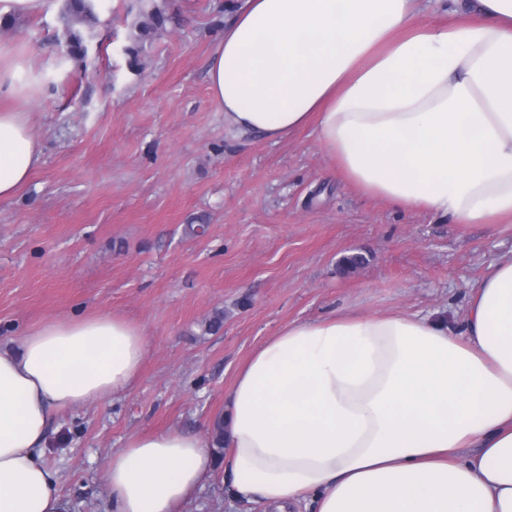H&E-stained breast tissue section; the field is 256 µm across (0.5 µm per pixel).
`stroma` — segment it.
Listing matches in <instances>:
<instances>
[{"mask_svg":"<svg viewBox=\"0 0 512 512\" xmlns=\"http://www.w3.org/2000/svg\"><path fill=\"white\" fill-rule=\"evenodd\" d=\"M101 2L87 57L63 68V0L0 26V44L25 54L22 84L53 80L28 102L41 164L0 201V345L93 310L148 340L126 391L51 425L43 460L72 512H112L105 470L131 438L211 428L239 367L283 324L400 312L459 325L489 264L512 257V224L462 228L345 182L314 126L276 142L231 130L207 70L244 0H156L165 22L136 70V9ZM352 254L364 264L344 266ZM218 310L222 328L205 333ZM182 512L260 508L231 500L219 456Z\"/></svg>","mask_w":512,"mask_h":512,"instance_id":"1","label":"stroma"}]
</instances>
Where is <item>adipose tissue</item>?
<instances>
[{
    "label": "adipose tissue",
    "instance_id": "obj_1",
    "mask_svg": "<svg viewBox=\"0 0 512 512\" xmlns=\"http://www.w3.org/2000/svg\"><path fill=\"white\" fill-rule=\"evenodd\" d=\"M420 21L417 0H245L211 56L225 123L279 141L315 124L343 178L452 223L512 224V0ZM23 57L0 47V200L41 156ZM142 326L99 311L0 347V512H70L40 460L54 416L139 376ZM234 499L264 512H512V260L489 265L462 327L392 313L295 320L238 370L224 405ZM209 435L166 430L113 454L114 512H181Z\"/></svg>",
    "mask_w": 512,
    "mask_h": 512
}]
</instances>
